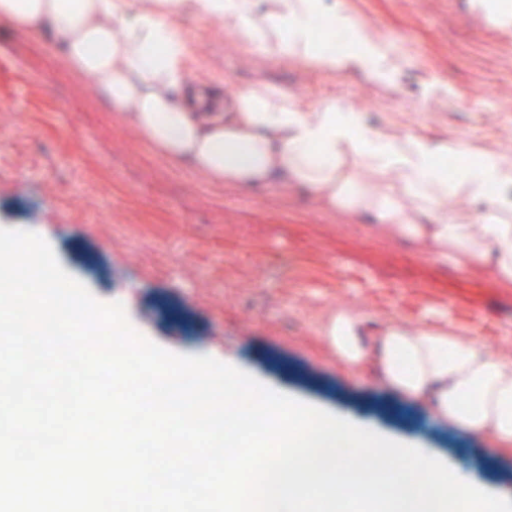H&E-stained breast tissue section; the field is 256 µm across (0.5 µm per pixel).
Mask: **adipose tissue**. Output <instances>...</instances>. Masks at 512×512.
I'll return each instance as SVG.
<instances>
[{"instance_id":"ef3b65f1","label":"adipose tissue","mask_w":512,"mask_h":512,"mask_svg":"<svg viewBox=\"0 0 512 512\" xmlns=\"http://www.w3.org/2000/svg\"><path fill=\"white\" fill-rule=\"evenodd\" d=\"M271 2V11L255 13L249 0H0V17L49 26L60 56L98 84L117 119L132 122L160 155L188 162L211 184L290 186L321 210L511 285L512 161L501 153L459 138L375 127L346 102L309 106L265 86L219 99L190 82L191 59L174 24L186 10L227 27L253 50L393 80L390 43L360 24L343 0ZM319 17L345 32L342 51L317 48ZM452 156L460 169L451 181L440 169ZM363 324L362 314L343 308L326 318L320 336L337 363L374 371L433 418L512 450V354L445 325L391 322L367 343Z\"/></svg>"}]
</instances>
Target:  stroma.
<instances>
[{
	"instance_id": "1",
	"label": "stroma",
	"mask_w": 512,
	"mask_h": 512,
	"mask_svg": "<svg viewBox=\"0 0 512 512\" xmlns=\"http://www.w3.org/2000/svg\"><path fill=\"white\" fill-rule=\"evenodd\" d=\"M395 46L380 85L240 46L189 13L179 29L210 92L260 84L336 99L377 125L512 151V15L484 0H346ZM46 27L0 19V227L37 233L101 302L168 351L209 355L274 391L416 442L512 498V454L435 420L368 371L336 364L319 325L343 305L367 319L448 324L512 353V287L376 236L277 184L216 189L118 122L102 89L52 50ZM447 85L431 93L432 80Z\"/></svg>"
}]
</instances>
